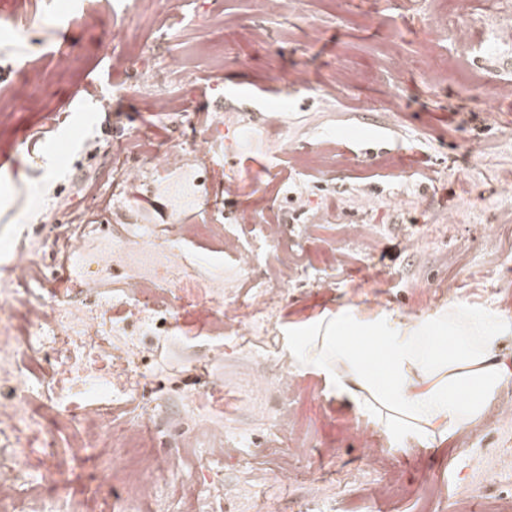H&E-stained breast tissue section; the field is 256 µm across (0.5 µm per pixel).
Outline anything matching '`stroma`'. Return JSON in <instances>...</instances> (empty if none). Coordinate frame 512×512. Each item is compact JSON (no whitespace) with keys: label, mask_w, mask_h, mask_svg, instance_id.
<instances>
[{"label":"stroma","mask_w":512,"mask_h":512,"mask_svg":"<svg viewBox=\"0 0 512 512\" xmlns=\"http://www.w3.org/2000/svg\"><path fill=\"white\" fill-rule=\"evenodd\" d=\"M57 2L0 0V289L12 287L13 257L25 254L38 269L28 304L98 305L138 333L119 301L131 266L155 276L150 245L124 248L88 294L56 253L78 214L107 238L144 223L165 241L181 224L217 220L238 230L243 219L257 225L274 212L300 275L266 314L264 332L246 338L213 329L202 289L157 284V327L112 374L123 418L154 412L148 433L122 448L81 447L84 418L51 394L58 359L31 337L15 356L18 379L0 380V404L34 412L22 441L0 434L13 465L77 512H97L105 495L115 512H139L124 465L146 451L172 453L190 436L194 462L182 479L207 498L191 508L162 479L155 512H248L256 501L303 512L315 489L324 512H512V469L493 470L486 454L502 445L493 417L464 436L480 453L412 446L383 436L337 398L328 376L289 355L292 344L334 335L345 307L409 323L463 303L495 323L497 351L512 359V98L496 96L512 82V9L460 17L495 34L493 51L466 54L453 36L432 31L439 0H306L278 14L256 0H177L182 23L166 35L155 22L162 0H67L62 12ZM203 37L223 45L222 59L196 54ZM174 57L183 75L168 68ZM299 67L304 88L287 82ZM339 71L346 82L337 97H322ZM149 92L182 96L186 112L148 111ZM243 113L255 136L216 149L204 200L174 212L155 185L120 181L143 162L131 147L137 131L189 143L208 135L216 115ZM230 180L232 196L224 193ZM325 200L326 223L310 227ZM349 225L371 226L374 241L368 249L343 242L351 260L340 268L330 240ZM250 242L245 276L212 241L183 249L220 257L225 289L243 307L246 284L267 282L274 255L263 239ZM275 364L297 384L291 407L314 454L291 457L289 478L259 484L250 480L257 467L281 463L274 419L282 402L258 382ZM206 421L222 424L231 455H208L206 438L194 434ZM47 437L58 467L45 477ZM472 482L484 483L483 496L465 494Z\"/></svg>","instance_id":"stroma-1"}]
</instances>
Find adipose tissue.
Masks as SVG:
<instances>
[{"instance_id": "1", "label": "adipose tissue", "mask_w": 512, "mask_h": 512, "mask_svg": "<svg viewBox=\"0 0 512 512\" xmlns=\"http://www.w3.org/2000/svg\"><path fill=\"white\" fill-rule=\"evenodd\" d=\"M495 346L494 327L454 303L412 324L340 310L335 335L293 352L331 376L337 395L372 415L385 436L442 448L488 415L499 385L512 377Z\"/></svg>"}]
</instances>
